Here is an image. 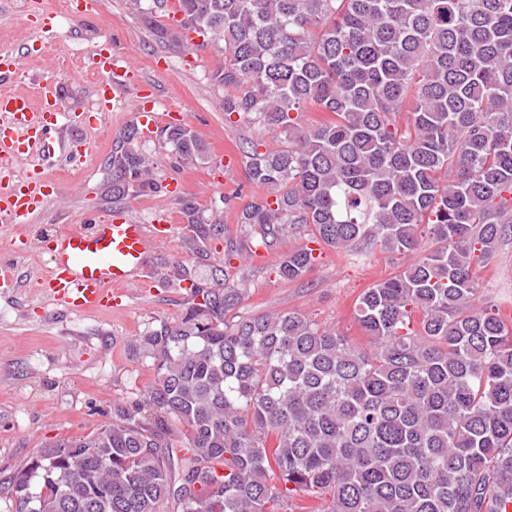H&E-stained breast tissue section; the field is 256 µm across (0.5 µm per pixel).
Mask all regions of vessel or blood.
Returning a JSON list of instances; mask_svg holds the SVG:
<instances>
[{"instance_id":"vessel-or-blood-1","label":"vessel or blood","mask_w":512,"mask_h":512,"mask_svg":"<svg viewBox=\"0 0 512 512\" xmlns=\"http://www.w3.org/2000/svg\"><path fill=\"white\" fill-rule=\"evenodd\" d=\"M95 68L100 79L93 94L104 110L121 98L126 82L119 78L112 56L98 55ZM56 92V85L47 82L31 90L0 93L1 169L12 172L21 160L50 153L48 136L58 123L53 110ZM53 184L44 169L26 170L8 192L0 193V223H28ZM170 235V225L142 223L130 210L114 213L99 224L60 231L46 243L52 267L41 286L75 311L111 308L113 291L135 282L150 249L168 242Z\"/></svg>"}]
</instances>
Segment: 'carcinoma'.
<instances>
[{
    "label": "carcinoma",
    "instance_id": "carcinoma-1",
    "mask_svg": "<svg viewBox=\"0 0 512 512\" xmlns=\"http://www.w3.org/2000/svg\"><path fill=\"white\" fill-rule=\"evenodd\" d=\"M177 2L172 25L167 0L138 11L168 47L217 46L224 114L279 130L275 148L240 145L262 192L238 213L266 251L310 229L277 275L304 278L312 243L411 261L359 296L360 348L298 312L242 315L240 249L184 199L224 268H179L201 301L138 337L154 381L14 472L15 512H293L302 495L311 512H512V326L473 308L477 267L512 232V0ZM159 136L183 164L206 158L188 126ZM144 138L132 123L114 144V205L148 168Z\"/></svg>",
    "mask_w": 512,
    "mask_h": 512
}]
</instances>
